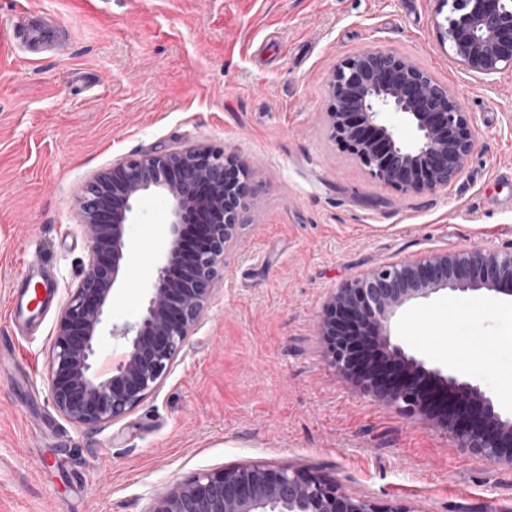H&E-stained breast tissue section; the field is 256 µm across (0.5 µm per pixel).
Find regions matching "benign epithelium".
<instances>
[{
    "instance_id": "1",
    "label": "benign epithelium",
    "mask_w": 512,
    "mask_h": 512,
    "mask_svg": "<svg viewBox=\"0 0 512 512\" xmlns=\"http://www.w3.org/2000/svg\"><path fill=\"white\" fill-rule=\"evenodd\" d=\"M436 37L448 56L473 75L512 69V0H434ZM327 123L333 138L379 182L405 195L446 189L477 146L468 113L448 86L408 57L376 48L336 62L328 84ZM410 126L400 139L390 115ZM210 195L201 197V184ZM168 202L164 263L151 274L143 314L114 324L124 341L120 362L97 367L105 315L131 257L129 224L142 196ZM250 172L232 151L199 143L126 158L96 174L79 203L89 239L88 270L61 309L52 345L49 392L57 411L83 427L113 424L160 387L188 336L215 298L224 252L249 210ZM209 209L199 225L200 246L183 276L179 260L185 219L193 207ZM485 289L512 294V252L471 248L428 253L381 266L334 292L319 317L329 365L347 375L368 336L394 363L395 374L359 377L361 390L409 416L425 418L456 447L493 466L512 467V419L477 384L445 365L408 355L391 341V323L407 307L441 291ZM151 512H376L370 499L337 481L292 466L253 463L196 475L156 496Z\"/></svg>"
}]
</instances>
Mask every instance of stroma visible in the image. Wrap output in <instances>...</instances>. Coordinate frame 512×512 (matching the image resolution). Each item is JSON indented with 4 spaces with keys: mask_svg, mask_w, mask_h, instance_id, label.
Wrapping results in <instances>:
<instances>
[{
    "mask_svg": "<svg viewBox=\"0 0 512 512\" xmlns=\"http://www.w3.org/2000/svg\"><path fill=\"white\" fill-rule=\"evenodd\" d=\"M60 21L63 54L0 43V302L27 259L58 284L36 333L0 311V512H150L195 475L263 463L308 469L380 512H512V468L361 392L325 360L318 315L372 268L472 247L512 249V70L475 77L433 34L432 0H0ZM375 47L447 84L476 129L447 190L405 195L331 139L337 59ZM186 142L237 152L253 205L226 249L212 307L160 388L124 419L80 428L49 394L60 310L85 276L78 199L121 159ZM168 202L145 195L109 310L138 318ZM512 296L441 292L399 316L407 354L493 394L512 380L496 340Z\"/></svg>",
    "mask_w": 512,
    "mask_h": 512,
    "instance_id": "stroma-1",
    "label": "stroma"
}]
</instances>
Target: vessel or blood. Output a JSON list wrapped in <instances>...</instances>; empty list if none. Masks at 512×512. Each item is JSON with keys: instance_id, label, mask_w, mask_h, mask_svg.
<instances>
[{"instance_id": "1", "label": "vessel or blood", "mask_w": 512, "mask_h": 512, "mask_svg": "<svg viewBox=\"0 0 512 512\" xmlns=\"http://www.w3.org/2000/svg\"><path fill=\"white\" fill-rule=\"evenodd\" d=\"M54 24L22 19L5 33L8 44L24 43L31 50L52 44L55 38ZM57 285L42 264L29 260L24 264L20 288L10 292L6 306V318L15 329L30 326L53 301Z\"/></svg>"}]
</instances>
